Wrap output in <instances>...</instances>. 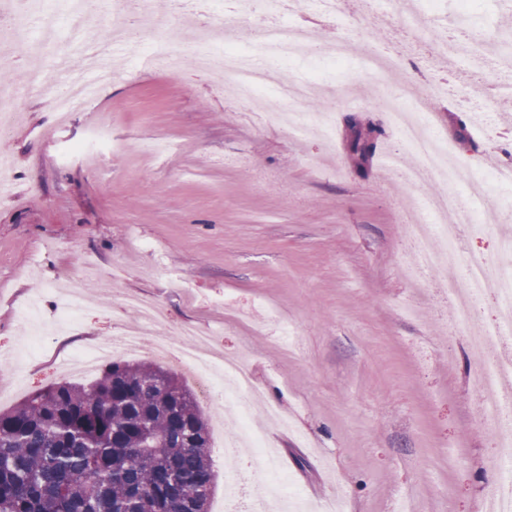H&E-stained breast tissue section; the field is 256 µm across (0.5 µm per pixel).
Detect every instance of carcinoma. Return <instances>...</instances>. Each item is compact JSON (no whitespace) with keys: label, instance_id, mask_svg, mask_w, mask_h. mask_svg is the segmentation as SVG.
Instances as JSON below:
<instances>
[{"label":"carcinoma","instance_id":"carcinoma-1","mask_svg":"<svg viewBox=\"0 0 512 512\" xmlns=\"http://www.w3.org/2000/svg\"><path fill=\"white\" fill-rule=\"evenodd\" d=\"M370 134L350 126L358 163ZM215 479L204 414L160 366L112 362L0 412V512H207Z\"/></svg>","mask_w":512,"mask_h":512}]
</instances>
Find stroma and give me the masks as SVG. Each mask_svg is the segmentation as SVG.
Segmentation results:
<instances>
[{"label": "stroma", "mask_w": 512, "mask_h": 512, "mask_svg": "<svg viewBox=\"0 0 512 512\" xmlns=\"http://www.w3.org/2000/svg\"><path fill=\"white\" fill-rule=\"evenodd\" d=\"M295 10L290 23L311 37L350 38L344 66L299 56L276 69L283 80L315 81L327 138L290 137L227 97L223 75L196 71L191 21L170 68L137 70L140 47L125 43L114 78L66 127L48 91L16 101L15 131L0 140L12 160L0 205V410L64 380L92 382L62 365L137 324L124 301L135 294L163 310L154 333L190 324L250 364L262 394L252 421L309 512L334 500L342 512H486L496 448L477 423L475 359L443 281L419 286L402 270L416 262L406 227L440 192L468 203L479 181L501 202L496 223L475 207L466 251L498 262V242L512 234V186L493 177L512 161L503 129L512 116L488 103L512 84L500 63L512 52V0H478L471 17L457 0H373L366 12L347 2L331 19L305 0ZM487 28L497 41H485ZM448 29L465 32L472 57L484 60L478 79L463 60L429 109L462 167L452 180L410 186L380 157L399 147L382 101L408 102L413 77L366 71L362 53L391 39L426 55L430 33ZM351 116L380 131L362 168L347 148ZM99 130L97 154L70 155ZM74 278L77 318L33 341L30 302L40 300L42 324L54 326ZM271 405L287 426L267 422ZM199 406L217 474L209 512H224L225 429L241 405L217 393Z\"/></svg>", "instance_id": "stroma-1"}]
</instances>
